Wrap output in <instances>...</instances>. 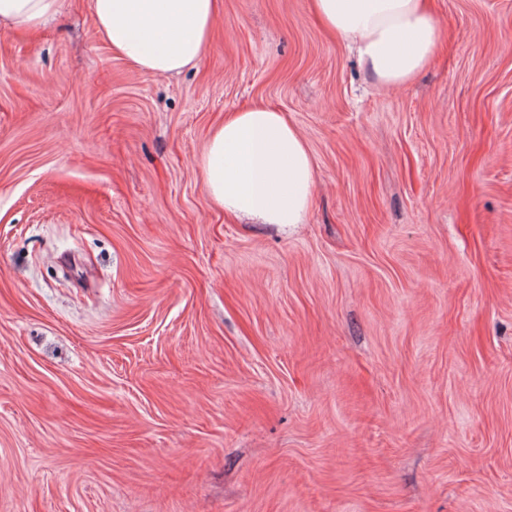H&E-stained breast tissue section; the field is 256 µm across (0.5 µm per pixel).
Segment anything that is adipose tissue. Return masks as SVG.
<instances>
[{"mask_svg": "<svg viewBox=\"0 0 512 512\" xmlns=\"http://www.w3.org/2000/svg\"><path fill=\"white\" fill-rule=\"evenodd\" d=\"M63 0H0V30L36 27ZM112 52L154 76L196 65L210 46L220 0H91ZM325 30L357 53L381 89L406 86L434 58L446 31L430 0H310ZM211 202L258 224L305 223L314 162L304 138L278 110L254 105L227 113L198 161Z\"/></svg>", "mask_w": 512, "mask_h": 512, "instance_id": "1", "label": "adipose tissue"}]
</instances>
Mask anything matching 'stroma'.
Here are the masks:
<instances>
[{
    "instance_id": "stroma-1",
    "label": "stroma",
    "mask_w": 512,
    "mask_h": 512,
    "mask_svg": "<svg viewBox=\"0 0 512 512\" xmlns=\"http://www.w3.org/2000/svg\"><path fill=\"white\" fill-rule=\"evenodd\" d=\"M378 89L308 0H223L194 68L89 0L0 32V512H512V0ZM263 103L306 223L241 224L198 160Z\"/></svg>"
}]
</instances>
